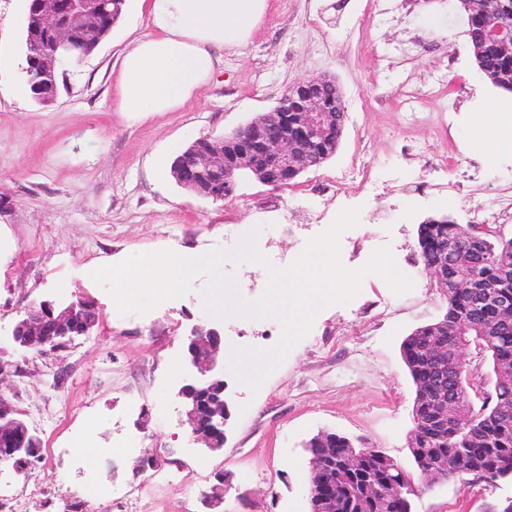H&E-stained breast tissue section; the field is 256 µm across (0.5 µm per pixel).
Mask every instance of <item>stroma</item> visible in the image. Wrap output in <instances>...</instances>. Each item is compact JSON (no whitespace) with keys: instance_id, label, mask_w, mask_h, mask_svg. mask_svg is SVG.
<instances>
[{"instance_id":"35a3bbf8","label":"stroma","mask_w":512,"mask_h":512,"mask_svg":"<svg viewBox=\"0 0 512 512\" xmlns=\"http://www.w3.org/2000/svg\"><path fill=\"white\" fill-rule=\"evenodd\" d=\"M27 20L28 0H0V396L26 413L43 449L26 471L0 467V495L25 512H67L78 498L82 512H118L127 491L136 494L132 512H309L305 444L322 430L412 468L415 388L400 346L447 307L421 264L417 227L441 217L479 224L493 194L512 198V154L488 158L470 145L471 112L502 94L477 70L451 0H268L248 45L225 51L195 101L152 113L120 111L116 94L127 46L150 31L138 0L94 53L67 66L47 105L24 84ZM319 76L336 79L348 111L322 165L277 190L243 178L221 202L176 184V148L243 126L294 83ZM359 168L378 192L351 180ZM348 208L360 214L340 238L343 266L359 269L384 246L413 289L398 295L366 275L350 302L315 316L258 392L225 373L227 439L205 449L176 388L187 375L186 335L211 320L206 277L183 297L123 314L92 271L135 253L232 251L254 229L265 256L293 261ZM222 271L249 302L269 281L251 260H226ZM77 298L96 307L93 336L64 350L13 345L18 310ZM220 326L230 347L270 348L281 334L274 318L231 316ZM76 437L97 462L94 474L62 453ZM144 458L177 479L147 484L134 471ZM219 473L230 487L211 507L204 500ZM91 476L110 494L82 498ZM415 486L411 512H485L512 498L511 482L470 476L433 483L419 475Z\"/></svg>"}]
</instances>
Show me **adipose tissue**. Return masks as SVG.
Returning a JSON list of instances; mask_svg holds the SVG:
<instances>
[{
	"instance_id": "obj_1",
	"label": "adipose tissue",
	"mask_w": 512,
	"mask_h": 512,
	"mask_svg": "<svg viewBox=\"0 0 512 512\" xmlns=\"http://www.w3.org/2000/svg\"><path fill=\"white\" fill-rule=\"evenodd\" d=\"M267 0H149L151 32L126 50L119 79L123 112H171L213 76L224 49L247 44ZM472 147L512 152V112L489 103L471 113Z\"/></svg>"
}]
</instances>
